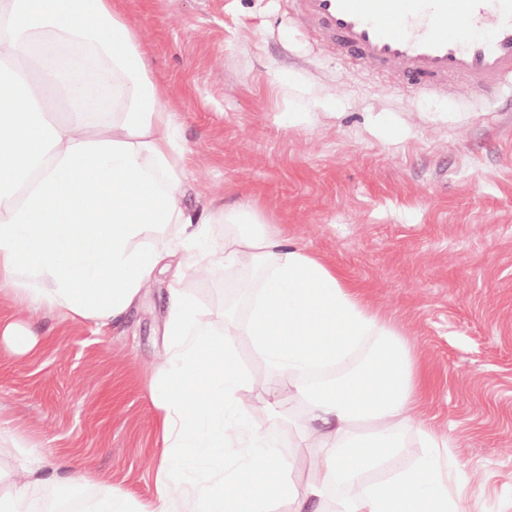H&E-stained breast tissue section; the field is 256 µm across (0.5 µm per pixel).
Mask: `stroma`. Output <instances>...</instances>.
Returning <instances> with one entry per match:
<instances>
[{"label": "stroma", "instance_id": "35a3bbf8", "mask_svg": "<svg viewBox=\"0 0 512 512\" xmlns=\"http://www.w3.org/2000/svg\"><path fill=\"white\" fill-rule=\"evenodd\" d=\"M137 30L150 78L178 125L193 216L259 204L289 238L344 270L390 316L432 379L420 412L447 443L464 494L459 512H512V92L452 99L396 87L326 47L286 0H115ZM234 225L188 240L172 224L174 261L222 245ZM246 264L209 279L161 268L149 292L98 335L90 322L0 299L25 350L0 338V422L36 450L42 471L79 465L71 492L41 484L31 512H86L110 491L155 501L163 436L150 389L169 345L170 289L198 303L265 393L267 364L242 323L256 282ZM293 415L254 425L311 474Z\"/></svg>", "mask_w": 512, "mask_h": 512}]
</instances>
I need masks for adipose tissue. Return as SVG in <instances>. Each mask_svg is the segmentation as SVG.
<instances>
[{"label": "adipose tissue", "mask_w": 512, "mask_h": 512, "mask_svg": "<svg viewBox=\"0 0 512 512\" xmlns=\"http://www.w3.org/2000/svg\"><path fill=\"white\" fill-rule=\"evenodd\" d=\"M138 34L112 0H0V296L32 311L55 310L106 333L153 286L165 252L150 232L191 224L172 112L149 78ZM53 88L67 107L46 105ZM111 112L91 123L96 88ZM202 223L238 225L220 251L186 262L206 278L221 263L262 273L240 331L267 362L266 397L252 394L232 355L213 338L196 301L169 292L171 350L151 389L168 442L151 512H321L327 487L349 490L341 512H457L450 464L437 436L412 472L370 483L366 472L403 445L428 382L392 319L360 286L290 240L257 206L215 208ZM218 367L203 390L181 385L200 356ZM355 360L342 377L310 371ZM304 407L301 439L317 450L318 481L269 448L250 421L271 406ZM259 470L268 491L246 494L227 459ZM39 472L16 437L0 429V512H29Z\"/></svg>", "instance_id": "1"}]
</instances>
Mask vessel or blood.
Listing matches in <instances>:
<instances>
[{
    "label": "vessel or blood",
    "mask_w": 512,
    "mask_h": 512,
    "mask_svg": "<svg viewBox=\"0 0 512 512\" xmlns=\"http://www.w3.org/2000/svg\"><path fill=\"white\" fill-rule=\"evenodd\" d=\"M323 42L398 85L444 95L512 87V0H289Z\"/></svg>",
    "instance_id": "1"
}]
</instances>
